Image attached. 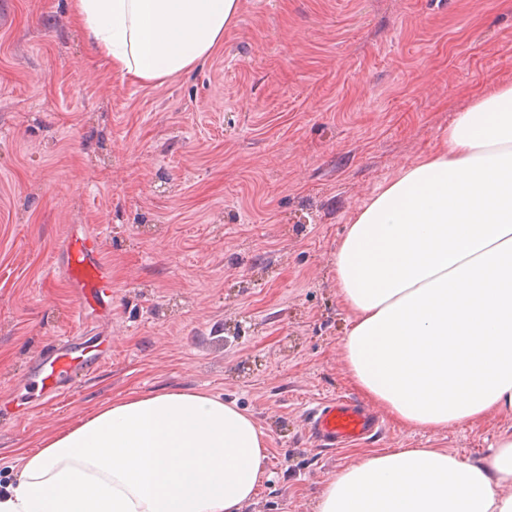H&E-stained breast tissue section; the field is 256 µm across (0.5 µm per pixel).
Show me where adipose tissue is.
Here are the masks:
<instances>
[{
	"label": "adipose tissue",
	"instance_id": "1",
	"mask_svg": "<svg viewBox=\"0 0 512 512\" xmlns=\"http://www.w3.org/2000/svg\"><path fill=\"white\" fill-rule=\"evenodd\" d=\"M240 0H73L113 72L160 84L222 43ZM352 314V382L398 421L442 431L512 410V83L456 114L355 215L335 258ZM268 437L236 405L193 391L112 400L17 449L0 512H244ZM317 512H512V431L470 461L441 448L364 453Z\"/></svg>",
	"mask_w": 512,
	"mask_h": 512
}]
</instances>
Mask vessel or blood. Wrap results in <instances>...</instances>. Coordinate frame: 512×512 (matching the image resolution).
Instances as JSON below:
<instances>
[{
	"label": "vessel or blood",
	"mask_w": 512,
	"mask_h": 512,
	"mask_svg": "<svg viewBox=\"0 0 512 512\" xmlns=\"http://www.w3.org/2000/svg\"><path fill=\"white\" fill-rule=\"evenodd\" d=\"M63 265L77 289L79 307L74 311L75 319H82L84 306L111 302L112 282L96 236H69L63 249ZM98 364V358L81 353L74 337L61 336L46 354L33 362L30 375L34 382L40 383L45 394L58 397L69 392L77 377L93 372ZM309 417L310 435L324 448H340L376 435L382 429L377 418L342 396L319 402Z\"/></svg>",
	"instance_id": "obj_1"
}]
</instances>
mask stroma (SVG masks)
<instances>
[{
    "mask_svg": "<svg viewBox=\"0 0 512 512\" xmlns=\"http://www.w3.org/2000/svg\"><path fill=\"white\" fill-rule=\"evenodd\" d=\"M71 8L0 0V493L13 449L164 390L236 403L268 435L246 512H316L372 450L485 456L512 411L443 432L387 414L335 450L306 419L326 398L368 402L340 354L345 228L456 112L512 82V0H241L205 61L153 86L113 75ZM77 230L112 279L111 307L81 323L60 267ZM59 336L106 353L49 400L27 373Z\"/></svg>",
    "mask_w": 512,
    "mask_h": 512,
    "instance_id": "obj_1",
    "label": "stroma"
}]
</instances>
